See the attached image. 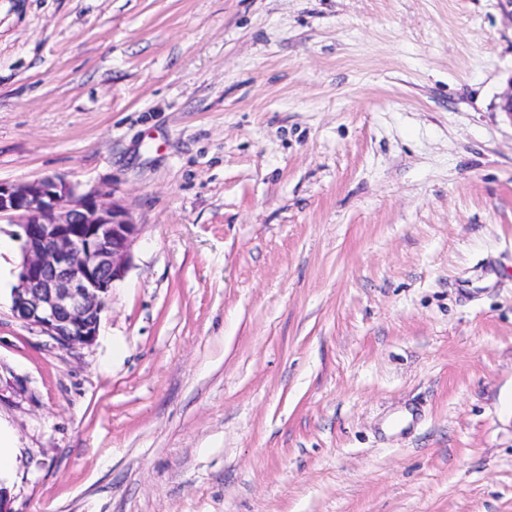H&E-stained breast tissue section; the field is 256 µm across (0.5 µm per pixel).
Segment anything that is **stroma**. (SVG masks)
<instances>
[{
  "label": "stroma",
  "instance_id": "35a3bbf8",
  "mask_svg": "<svg viewBox=\"0 0 512 512\" xmlns=\"http://www.w3.org/2000/svg\"><path fill=\"white\" fill-rule=\"evenodd\" d=\"M506 0H0V179L138 226L92 345L11 314L13 512H512Z\"/></svg>",
  "mask_w": 512,
  "mask_h": 512
}]
</instances>
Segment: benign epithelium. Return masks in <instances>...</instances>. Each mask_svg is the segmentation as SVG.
<instances>
[{"label": "benign epithelium", "mask_w": 512, "mask_h": 512, "mask_svg": "<svg viewBox=\"0 0 512 512\" xmlns=\"http://www.w3.org/2000/svg\"><path fill=\"white\" fill-rule=\"evenodd\" d=\"M108 196L59 176L0 179V220L22 229L12 316L63 348L96 341L106 297L131 263L138 225Z\"/></svg>", "instance_id": "1"}]
</instances>
